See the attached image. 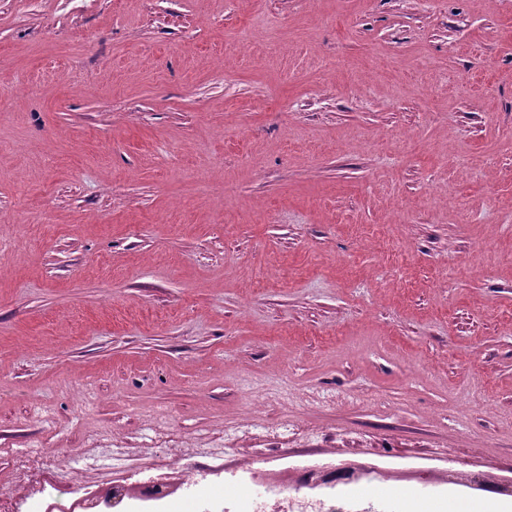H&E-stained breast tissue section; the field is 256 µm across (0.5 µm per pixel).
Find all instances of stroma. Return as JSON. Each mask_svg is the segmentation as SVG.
<instances>
[{"mask_svg":"<svg viewBox=\"0 0 512 512\" xmlns=\"http://www.w3.org/2000/svg\"><path fill=\"white\" fill-rule=\"evenodd\" d=\"M511 255L512 0H0V512H512ZM191 486L194 488V506L198 512H224L225 500L214 493L213 482L206 476L196 477ZM250 512H369L361 502L336 500L335 497H313L295 488L283 491L280 496L253 499ZM372 512V511H371Z\"/></svg>","mask_w":512,"mask_h":512,"instance_id":"obj_1","label":"stroma"}]
</instances>
